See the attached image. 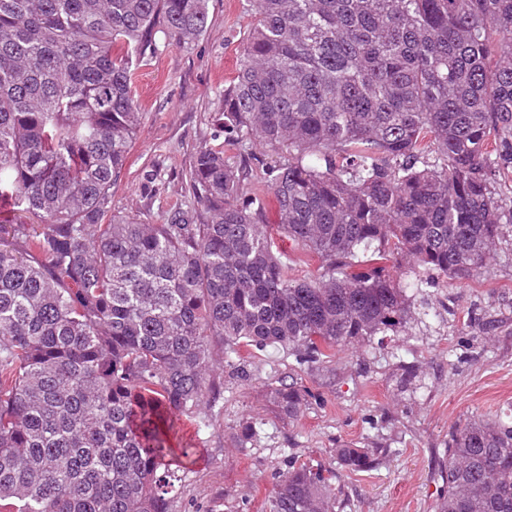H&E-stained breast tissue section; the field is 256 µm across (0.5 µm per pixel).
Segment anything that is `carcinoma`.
<instances>
[{
    "label": "carcinoma",
    "instance_id": "1",
    "mask_svg": "<svg viewBox=\"0 0 512 512\" xmlns=\"http://www.w3.org/2000/svg\"><path fill=\"white\" fill-rule=\"evenodd\" d=\"M255 24L212 117L287 155L263 172L279 224L224 149L201 147L197 206L112 213L142 112L132 65L205 30L207 0H0V512H171L213 373L240 350L319 364L399 328L403 259L450 281L512 223V0H252ZM317 274H288L277 238ZM225 357L214 356L213 344ZM270 400L293 417L296 384ZM288 459L269 512H344L338 468ZM435 512H512V423L469 420Z\"/></svg>",
    "mask_w": 512,
    "mask_h": 512
}]
</instances>
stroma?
<instances>
[{"mask_svg": "<svg viewBox=\"0 0 512 512\" xmlns=\"http://www.w3.org/2000/svg\"><path fill=\"white\" fill-rule=\"evenodd\" d=\"M253 23L249 0H208L195 42L160 41L156 56L137 63L133 95L143 115L112 189L113 212L160 224L191 204L190 167L205 144L252 175L269 166L271 148L228 141L211 121ZM502 232L492 265L462 283L420 267L405 272L410 315L397 332L342 347L313 368L275 347L226 363L205 418L182 420L171 437L172 447L196 451L177 473L172 512H268L288 455L332 466L347 443L389 451L372 469L341 472L351 512H435V459L452 432L469 420L512 417V223ZM274 379L306 391L297 417L268 401ZM250 421L262 429L239 447Z\"/></svg>", "mask_w": 512, "mask_h": 512, "instance_id": "1", "label": "stroma"}]
</instances>
